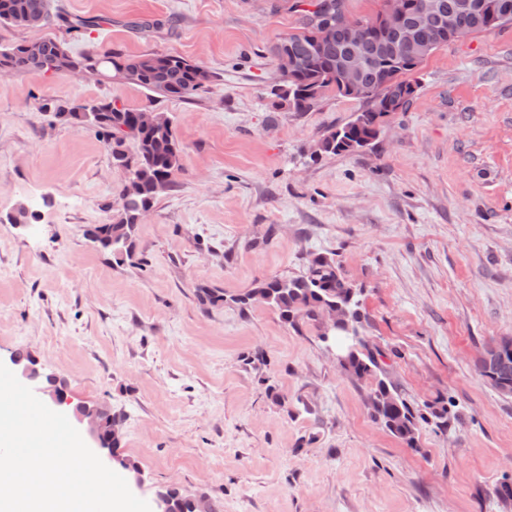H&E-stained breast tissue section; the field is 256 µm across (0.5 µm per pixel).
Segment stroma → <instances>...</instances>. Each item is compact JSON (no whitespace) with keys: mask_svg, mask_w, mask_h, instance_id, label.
<instances>
[{"mask_svg":"<svg viewBox=\"0 0 512 512\" xmlns=\"http://www.w3.org/2000/svg\"><path fill=\"white\" fill-rule=\"evenodd\" d=\"M308 0H52L41 28L73 55H177L212 75L166 97L119 78H0V361L32 351L77 403L126 416L123 454L151 500L175 483L218 512H504L512 397L477 369L512 336V26L438 47L373 148L313 156L360 112L334 91L275 106L270 48ZM101 17L69 30L68 20ZM115 100L166 113L182 150L171 191L116 263L85 235L118 208L117 168L94 129L48 104ZM28 226L3 222L18 206ZM335 258L360 290L362 334L417 408L454 400L408 447L375 423L373 378L342 371L314 326L236 304L267 279Z\"/></svg>","mask_w":512,"mask_h":512,"instance_id":"stroma-1","label":"stroma"}]
</instances>
